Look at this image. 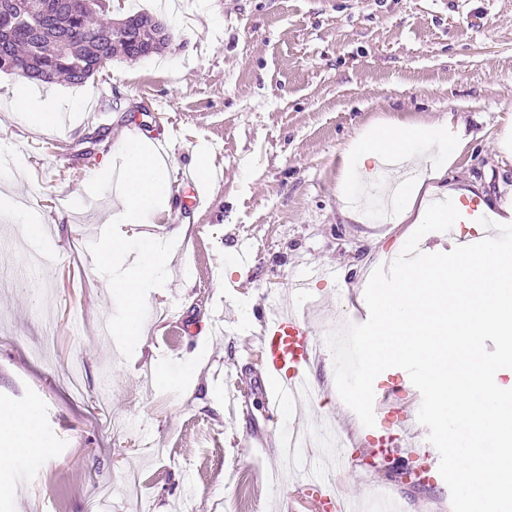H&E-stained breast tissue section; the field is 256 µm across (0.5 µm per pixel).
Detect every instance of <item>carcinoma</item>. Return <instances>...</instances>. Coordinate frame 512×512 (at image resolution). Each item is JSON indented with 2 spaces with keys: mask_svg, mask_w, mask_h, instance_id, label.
I'll use <instances>...</instances> for the list:
<instances>
[{
  "mask_svg": "<svg viewBox=\"0 0 512 512\" xmlns=\"http://www.w3.org/2000/svg\"><path fill=\"white\" fill-rule=\"evenodd\" d=\"M107 0H0V5L14 13H25L30 9L53 15L52 35L59 48L52 54L40 53L25 36L16 38L7 49L24 62L17 74L37 82L50 84L64 80L82 84L88 73L78 74L76 61L87 65L102 56L122 57L137 61L163 51L159 43V31H167L162 21L151 23L153 16L146 12L128 15L138 24L125 33V38L116 44L95 37L97 30L111 21Z\"/></svg>",
  "mask_w": 512,
  "mask_h": 512,
  "instance_id": "obj_1",
  "label": "carcinoma"
}]
</instances>
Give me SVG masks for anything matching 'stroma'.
<instances>
[{"mask_svg":"<svg viewBox=\"0 0 512 512\" xmlns=\"http://www.w3.org/2000/svg\"><path fill=\"white\" fill-rule=\"evenodd\" d=\"M180 21L162 54L122 59L80 85L39 86L65 125L16 119L0 73V153L10 162L0 193L18 197L52 236L0 237V405L39 410L47 447L0 481V512H290L279 431L266 419L260 382L259 311L287 306L289 282L315 265L338 269L317 283L314 327L364 323L371 274L400 255L413 225L349 219L339 192L347 145L397 120H448L468 135L446 184L473 190L492 216L512 204V0H172ZM98 96L97 110L71 109ZM143 139L171 142L176 169L211 152L223 179L172 196L170 210L134 226L135 236L176 239L164 287L151 290L143 344L131 358L99 341L116 305L85 254L115 201L113 192L68 207L88 175L111 165L131 123ZM91 155L79 142L98 128ZM50 249L52 264L25 256ZM251 254L248 267L231 262ZM326 384L307 411L350 431L354 464L339 488L368 500L388 488L404 512H452L443 479L408 482L406 468L433 469L402 449L428 447L406 371L390 368L378 392L398 402L363 426L339 397L330 350L314 368ZM386 453L366 455L378 437ZM194 492L183 495L184 482Z\"/></svg>","mask_w":512,"mask_h":512,"instance_id":"1","label":"stroma"}]
</instances>
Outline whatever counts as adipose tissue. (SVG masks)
<instances>
[{
	"label": "adipose tissue",
	"mask_w": 512,
	"mask_h": 512,
	"mask_svg": "<svg viewBox=\"0 0 512 512\" xmlns=\"http://www.w3.org/2000/svg\"><path fill=\"white\" fill-rule=\"evenodd\" d=\"M429 142L456 152L466 147L468 140L462 134H450L447 123L428 126H407L393 123L372 129L362 141L353 143L348 153L353 163L344 173L343 188H350L368 161L377 160L388 154L404 158L414 157L419 144ZM43 448L39 435V423L35 410L15 413L0 407V474L11 470L15 456L14 449L20 447Z\"/></svg>",
	"instance_id": "obj_1"
}]
</instances>
